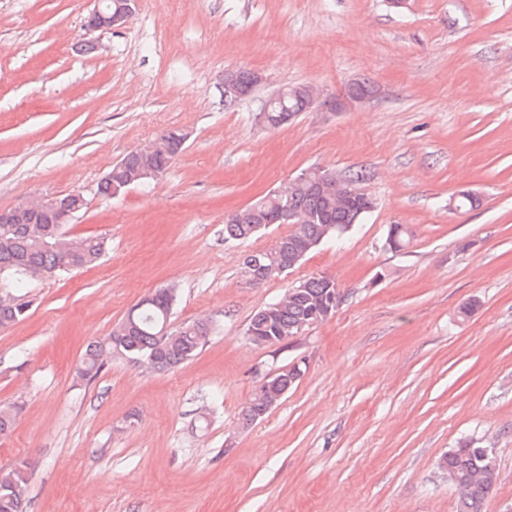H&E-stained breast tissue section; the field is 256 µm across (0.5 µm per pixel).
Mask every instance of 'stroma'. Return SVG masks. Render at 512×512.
<instances>
[{
    "instance_id": "stroma-1",
    "label": "stroma",
    "mask_w": 512,
    "mask_h": 512,
    "mask_svg": "<svg viewBox=\"0 0 512 512\" xmlns=\"http://www.w3.org/2000/svg\"><path fill=\"white\" fill-rule=\"evenodd\" d=\"M92 7L0 0V209L78 192L67 232L107 242L94 268L28 281L27 316L0 328V404L19 409L0 468L28 463L27 512H455L437 462L467 438L495 449L485 512H512V0H138L90 33ZM240 68L263 82L225 107ZM362 79L379 95L344 104ZM291 84L323 105L261 124ZM172 127L190 138L161 178L98 193ZM311 167L372 170L374 211L246 287L242 254L287 228L228 242L225 215ZM461 190L479 206L449 209ZM392 224L410 230L399 253ZM323 274L343 290L330 319L249 341L255 311ZM169 283L175 323L216 327L198 355L77 380L88 345ZM295 363L281 404L242 425L257 385Z\"/></svg>"
}]
</instances>
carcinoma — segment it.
Listing matches in <instances>:
<instances>
[{
	"label": "carcinoma",
	"mask_w": 512,
	"mask_h": 512,
	"mask_svg": "<svg viewBox=\"0 0 512 512\" xmlns=\"http://www.w3.org/2000/svg\"><path fill=\"white\" fill-rule=\"evenodd\" d=\"M284 106L297 116L307 111L305 101L290 99ZM282 104L270 106L272 125L282 126ZM159 139L168 147L147 157V163L162 172L182 153L185 144L178 131L167 129ZM368 174L359 171L340 180H331L319 190H312L298 180L288 184L285 192L270 193L224 218V240L252 238L272 224H283L290 230L272 246L243 255L241 279L253 278L252 287L281 279L293 270L286 260L295 259L300 265L320 245L339 239L374 210V199L358 187ZM62 212L48 207L33 223L0 225V276L5 275L17 285L56 273L89 269L97 266L105 253V241L98 236L68 237L59 230ZM407 233L401 224L390 225L385 245L394 251L403 249ZM336 279L329 274L301 279L274 301L257 310L247 328L275 343L286 341L327 320L335 313ZM177 288H157L138 301L112 328L110 335L90 346L75 370L78 378L94 380L110 363L119 358L130 365L147 364L156 370L175 368L192 359L213 332L205 321L185 322L171 327ZM30 303L23 296L0 298V327L23 319ZM265 395L254 393L250 406L242 413V424L258 420ZM16 411L0 406V439L11 435ZM439 466L459 476L479 470L489 475L472 482L468 496L457 501L456 512H483L486 500L494 493L498 481L495 457L480 456L469 451V442H461L454 452L441 457ZM28 464L24 461L9 469H0V512H23L17 500V488L28 482Z\"/></svg>",
	"instance_id": "obj_1"
}]
</instances>
